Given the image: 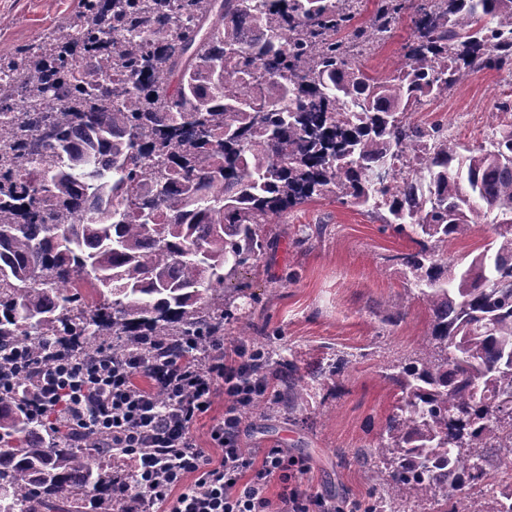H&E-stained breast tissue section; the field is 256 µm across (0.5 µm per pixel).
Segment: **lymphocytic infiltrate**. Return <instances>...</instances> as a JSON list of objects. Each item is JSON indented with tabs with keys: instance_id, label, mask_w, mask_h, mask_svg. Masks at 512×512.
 <instances>
[{
	"instance_id": "f902f5d3",
	"label": "lymphocytic infiltrate",
	"mask_w": 512,
	"mask_h": 512,
	"mask_svg": "<svg viewBox=\"0 0 512 512\" xmlns=\"http://www.w3.org/2000/svg\"><path fill=\"white\" fill-rule=\"evenodd\" d=\"M159 343L142 336L119 357L101 351L44 365L22 348L0 367V390L28 378L30 415L78 436H105L112 497L122 512H331L288 470L280 450L259 454L240 444L243 419L269 388L252 367L253 349L215 336L199 353L156 362L151 353ZM219 393L224 414L209 431L211 448L220 451L215 457L198 446L193 428ZM276 482L282 490L273 499Z\"/></svg>"
}]
</instances>
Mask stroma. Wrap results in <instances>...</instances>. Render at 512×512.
<instances>
[{
    "label": "stroma",
    "instance_id": "obj_1",
    "mask_svg": "<svg viewBox=\"0 0 512 512\" xmlns=\"http://www.w3.org/2000/svg\"><path fill=\"white\" fill-rule=\"evenodd\" d=\"M81 5V0H0V58L34 42ZM512 93V73L471 74L448 99L413 113V120L447 124L465 144L483 140L489 112ZM319 233L305 237L304 228ZM273 244L259 272L241 271L229 288L235 321L228 343L266 344L301 364L342 359L340 376L310 382L294 411L266 405L242 422L243 447L283 449L304 463L302 484L333 504L379 493L373 469L356 455L373 457L378 436L399 395L385 378L393 365L418 353L429 310L417 290H405L395 261L412 250L408 237L384 228L377 215L331 199L284 213L271 226ZM408 296L401 322L387 308Z\"/></svg>",
    "mask_w": 512,
    "mask_h": 512
}]
</instances>
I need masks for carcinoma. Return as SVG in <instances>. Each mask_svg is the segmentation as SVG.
<instances>
[{
    "label": "carcinoma",
    "instance_id": "1",
    "mask_svg": "<svg viewBox=\"0 0 512 512\" xmlns=\"http://www.w3.org/2000/svg\"><path fill=\"white\" fill-rule=\"evenodd\" d=\"M412 33L382 75L365 62L406 13ZM481 70L512 71V0H81L0 59V354L74 336L115 355L138 336L224 335L226 282L259 270L268 225L318 198L386 211L414 249L395 257L430 310L418 357L379 436L392 492L352 512H460L491 479L480 448L512 449V99L464 147L411 113ZM56 93L53 112L37 100ZM28 105L23 124L10 113ZM419 154L422 171L397 165ZM472 256L448 243L476 225ZM259 366L288 410L308 383L292 359ZM103 437L55 435L0 391V512H69L109 491ZM475 233L470 237L452 243H448V255H461L464 252L471 251L476 247L482 245L486 239H488L492 233L485 228L483 224H478Z\"/></svg>",
    "mask_w": 512,
    "mask_h": 512
}]
</instances>
